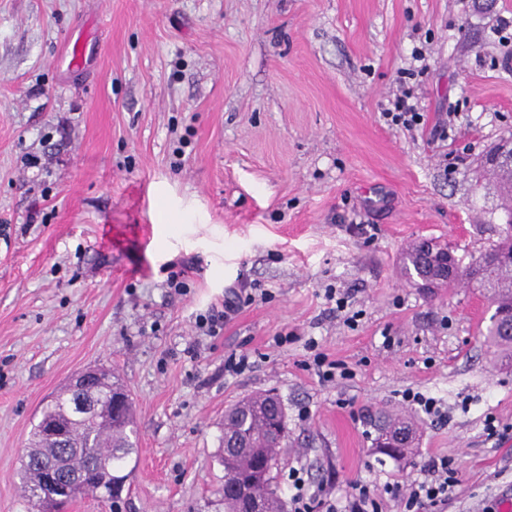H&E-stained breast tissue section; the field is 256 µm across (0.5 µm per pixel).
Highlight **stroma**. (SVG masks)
<instances>
[{"label":"stroma","mask_w":512,"mask_h":512,"mask_svg":"<svg viewBox=\"0 0 512 512\" xmlns=\"http://www.w3.org/2000/svg\"><path fill=\"white\" fill-rule=\"evenodd\" d=\"M506 19L512 0H0V512H35L20 455L45 398L93 367L133 399L122 512H224V411L270 390L281 497L299 462L339 498L447 453V512L512 503V433L484 430L512 425L493 309L401 273L424 239L469 265L511 218L485 166L512 136ZM405 90L411 128L387 116ZM164 198L197 223H160ZM242 278L270 298L200 332ZM311 338L346 376L320 381ZM232 354L249 364L228 376ZM380 412L414 424L406 457L377 448ZM404 400L415 409L420 410L431 418L446 419L447 414L442 410L440 402L434 397H429L420 392L407 391Z\"/></svg>","instance_id":"35a3bbf8"}]
</instances>
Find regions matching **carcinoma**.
<instances>
[{
  "label": "carcinoma",
  "instance_id": "1",
  "mask_svg": "<svg viewBox=\"0 0 512 512\" xmlns=\"http://www.w3.org/2000/svg\"><path fill=\"white\" fill-rule=\"evenodd\" d=\"M496 247L503 258L486 270L476 286L495 309L512 306V219L505 225ZM404 270L414 285L430 274L421 256V245L415 244L405 252ZM487 340L500 358L512 364V335L503 332L492 314L487 327ZM65 401L49 399L43 404L40 416L61 418L67 429L66 447L45 444L34 452L22 455L20 474L29 501L39 504L46 493L41 478L42 469L52 468L62 475L76 473L91 485L124 481L127 460L135 451L132 437L136 436L134 419L130 417L132 403L119 409L112 421H100L95 415L64 416ZM378 435L405 434L404 443L385 449L390 456H402L408 448L412 428L403 421H388L377 427ZM287 433L284 406L279 397L264 394L242 400L224 411V436L221 438L220 458L224 466V512H246V500L239 494L242 484L253 482V490L263 497L269 512H286L285 502L274 484L273 469L277 465L278 449Z\"/></svg>",
  "mask_w": 512,
  "mask_h": 512
}]
</instances>
